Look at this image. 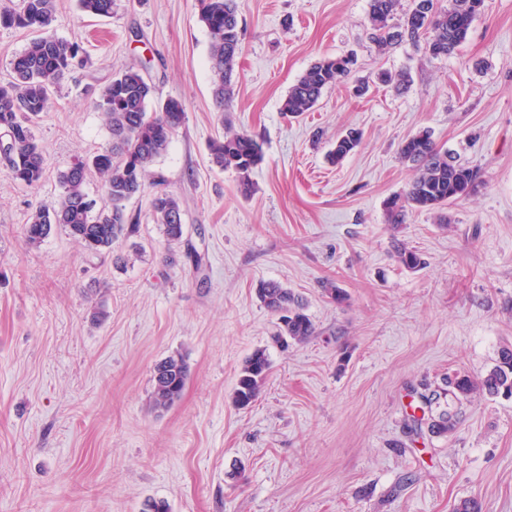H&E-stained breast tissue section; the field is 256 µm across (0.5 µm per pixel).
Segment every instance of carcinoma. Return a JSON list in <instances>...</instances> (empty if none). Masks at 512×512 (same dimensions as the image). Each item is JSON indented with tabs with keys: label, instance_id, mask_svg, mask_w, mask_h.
Returning <instances> with one entry per match:
<instances>
[{
	"label": "carcinoma",
	"instance_id": "1",
	"mask_svg": "<svg viewBox=\"0 0 512 512\" xmlns=\"http://www.w3.org/2000/svg\"><path fill=\"white\" fill-rule=\"evenodd\" d=\"M484 0H452L446 9H438L435 0H412L401 24H390L397 0H368V18L372 38L383 46L408 42L423 48L431 58L447 57L466 40ZM85 14L110 18L114 0H77ZM54 0H0V25L35 32L24 50L12 63V76L0 82V160L11 177L20 184L38 186L44 171L43 149L33 127L40 114L49 108L54 89L72 69L88 64L80 46L55 37L50 26L54 18ZM200 21L211 36L210 63L213 73L212 95L216 111L228 109L233 95V78L241 55V27L237 0H200ZM355 60L350 55L327 56L313 63L290 88L281 106L285 118H298L311 111L324 91L348 79ZM153 85L141 68L133 64L112 76L102 88L95 108L101 112L111 140L109 145L87 159H79L60 175L61 194L57 202L39 208L25 226L26 242L39 245L55 224L88 250L98 253L112 248L121 237H130L138 224L127 214L126 202L145 190L147 168L169 146L173 134L186 118L182 102L168 99L153 102ZM362 134L349 129L337 136L326 153L333 165L340 164L360 144ZM211 165L239 174V191L251 193L249 174L263 160L262 145L253 135L241 131L225 134L208 146ZM401 161L409 163L416 175L407 189L384 202L386 221L393 227L405 223L413 209L441 211L456 201L476 193L482 184L480 171L458 162L440 148L430 130H422L399 147ZM96 172L109 204L88 209L84 199L87 175ZM152 209L156 223L162 226L168 244H180L184 237V211L181 200L165 191L154 194ZM400 266L418 271L425 265L420 253L402 243L394 246ZM263 305L279 315L280 326L274 341L303 342L315 333L305 313L303 299L276 281L258 288ZM153 375L152 405L159 411L169 409L185 389L190 368L179 355L158 362ZM271 362L265 349L254 350L244 361L237 377L233 401L239 408L252 404L266 383ZM482 391L491 396L512 395V348L500 350L497 364L482 378L473 381L457 375L446 381V389L419 394L411 415L410 430L422 428L443 435L456 426V413L441 406L440 399L452 396L467 399Z\"/></svg>",
	"mask_w": 512,
	"mask_h": 512
}]
</instances>
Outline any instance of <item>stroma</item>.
Masks as SVG:
<instances>
[{
  "label": "stroma",
  "instance_id": "35a3bbf8",
  "mask_svg": "<svg viewBox=\"0 0 512 512\" xmlns=\"http://www.w3.org/2000/svg\"><path fill=\"white\" fill-rule=\"evenodd\" d=\"M52 30L90 58L61 83L34 126L45 172L34 188L0 166V512H512V396L474 394L448 434H409L418 392L483 378L512 345V0H484L466 41L432 58L368 34V0H238L241 57L230 112L212 102L210 36L199 0H115L108 18L55 0ZM351 53L355 79L299 120L281 104L307 68ZM141 63L155 96L186 119L153 177L178 196L184 244H167L153 186L127 202L134 236L96 254L54 226L36 247L23 229L59 196V175L106 147L94 107L113 73ZM409 71L405 90L377 72ZM254 135L264 160L250 196L208 162L226 128ZM363 139L339 165L324 155L343 130ZM478 168L480 191L415 210L391 230L383 204L414 171L406 138ZM404 242L427 260L394 259ZM202 255L195 275L185 245ZM335 280L347 298L328 299ZM277 281L304 296L303 343L272 342L278 317L259 300ZM258 348L268 380L233 403ZM190 366L171 408L152 407L153 368Z\"/></svg>",
  "mask_w": 512,
  "mask_h": 512
}]
</instances>
